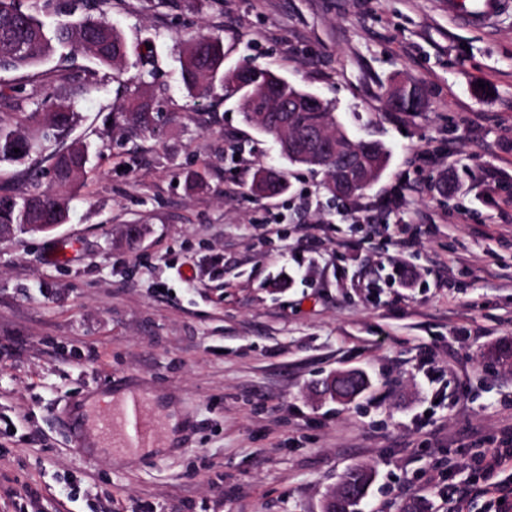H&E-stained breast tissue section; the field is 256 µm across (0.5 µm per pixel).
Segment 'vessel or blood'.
Segmentation results:
<instances>
[{"mask_svg":"<svg viewBox=\"0 0 512 512\" xmlns=\"http://www.w3.org/2000/svg\"><path fill=\"white\" fill-rule=\"evenodd\" d=\"M500 12V0H448V14L464 22L484 25L492 23ZM126 397L110 406L106 416L94 423L83 417L69 418L71 442L75 451L103 449L105 457L139 456L142 449L155 447L161 434L158 420L146 415L153 398L142 382L127 380Z\"/></svg>","mask_w":512,"mask_h":512,"instance_id":"vessel-or-blood-1","label":"vessel or blood"}]
</instances>
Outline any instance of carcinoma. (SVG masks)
I'll list each match as a JSON object with an SVG mask.
<instances>
[{"instance_id": "1", "label": "carcinoma", "mask_w": 512, "mask_h": 512, "mask_svg": "<svg viewBox=\"0 0 512 512\" xmlns=\"http://www.w3.org/2000/svg\"><path fill=\"white\" fill-rule=\"evenodd\" d=\"M71 2L73 12L80 13L79 18L49 27L40 15L22 8L21 0H0V71L31 68L50 59L60 49L70 54L84 53L101 68L123 67L128 46L121 30L109 20L112 0H95L91 6L86 0ZM88 6L97 14L85 13ZM179 62L188 94L207 97L221 90L227 95L239 96L248 123L256 124V116L266 113L269 127H258L266 135L275 136L276 125L287 118L292 132L299 137L323 126L348 145L358 142L336 121L334 106L326 102L321 111L303 106L298 97L305 90L276 73L246 63L224 68V41L219 36L202 32L190 34ZM268 82L280 85L282 105L289 106L291 112L271 111L265 101L251 97L253 89ZM0 96L19 110L18 126L0 124V162H20L40 147L57 144L78 120L73 105L48 90L26 96L20 90L12 95L0 91ZM26 105L31 107L28 112L24 111ZM108 121L112 131L120 134L130 130L153 133L159 115L153 111L152 100L136 92L113 105ZM16 148L20 152H14ZM50 159L57 191H33L21 196L0 194V225H12L16 234L35 232L36 225L47 223L49 218L56 224L67 222L76 181L86 174L88 147L75 142L66 149L53 150ZM263 172L273 195L287 189L283 171L265 168Z\"/></svg>"}]
</instances>
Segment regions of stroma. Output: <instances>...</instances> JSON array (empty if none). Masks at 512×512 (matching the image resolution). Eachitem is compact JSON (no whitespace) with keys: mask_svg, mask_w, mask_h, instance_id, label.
Here are the masks:
<instances>
[{"mask_svg":"<svg viewBox=\"0 0 512 512\" xmlns=\"http://www.w3.org/2000/svg\"><path fill=\"white\" fill-rule=\"evenodd\" d=\"M111 18L123 71L57 55L0 72L2 90L69 98L90 145L69 221L0 240V512H91L87 488L112 512H322L356 464L373 473L361 512H440L482 448L512 453V367L494 358L512 346V0L489 27L448 0H112ZM197 30L381 141L380 178L332 198L237 98L188 97ZM139 70L161 131L113 139ZM401 81L423 111L388 108ZM262 166L286 194L252 192ZM53 187L46 154L0 163L1 191ZM349 370L362 394L322 395ZM131 375L188 419L189 447L80 456L61 410Z\"/></svg>","mask_w":512,"mask_h":512,"instance_id":"obj_1","label":"stroma"}]
</instances>
